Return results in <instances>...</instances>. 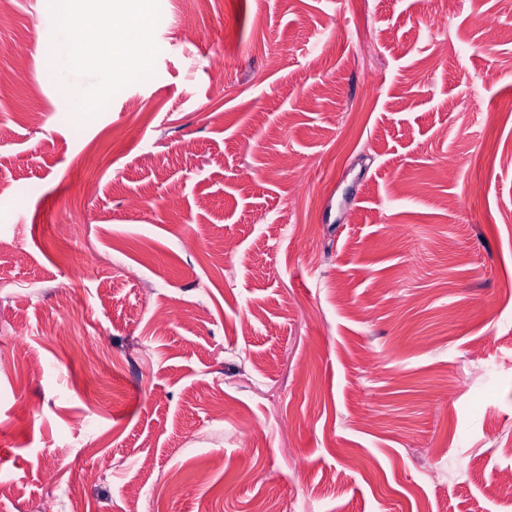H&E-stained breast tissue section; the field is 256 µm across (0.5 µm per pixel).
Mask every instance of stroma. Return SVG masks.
Segmentation results:
<instances>
[{"label": "stroma", "mask_w": 512, "mask_h": 512, "mask_svg": "<svg viewBox=\"0 0 512 512\" xmlns=\"http://www.w3.org/2000/svg\"><path fill=\"white\" fill-rule=\"evenodd\" d=\"M160 11L81 126L0 8V512H512V0Z\"/></svg>", "instance_id": "obj_1"}]
</instances>
